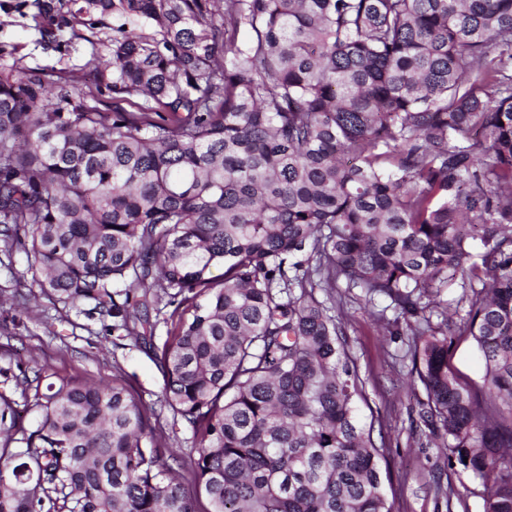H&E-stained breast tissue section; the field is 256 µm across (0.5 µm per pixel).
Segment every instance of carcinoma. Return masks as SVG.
I'll return each instance as SVG.
<instances>
[{"label": "carcinoma", "instance_id": "obj_1", "mask_svg": "<svg viewBox=\"0 0 512 512\" xmlns=\"http://www.w3.org/2000/svg\"><path fill=\"white\" fill-rule=\"evenodd\" d=\"M84 3L118 21L98 82L143 103L0 71V252L148 346L196 456L121 382L25 387L27 426L0 394V512H198L177 468L207 512H392L341 279L405 327L428 443L512 512V0ZM450 278L468 310L435 324ZM449 363L462 381L481 386L484 365L477 346L470 336H459L449 354Z\"/></svg>", "mask_w": 512, "mask_h": 512}]
</instances>
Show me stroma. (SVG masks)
<instances>
[{
	"instance_id": "1",
	"label": "stroma",
	"mask_w": 512,
	"mask_h": 512,
	"mask_svg": "<svg viewBox=\"0 0 512 512\" xmlns=\"http://www.w3.org/2000/svg\"><path fill=\"white\" fill-rule=\"evenodd\" d=\"M36 12L35 0H0V63L15 64L20 73H61L101 111H133V104L113 98L111 90L89 76L94 58L112 38L111 15L82 14L75 0H64L62 13L70 17L72 28L57 49L42 39L33 20ZM25 268L19 249L10 264L0 263V368L21 365L26 377L38 378L43 387L64 380L117 379L146 404L158 405L164 381L144 346L131 337L114 339L100 322L48 296L15 295L12 275ZM336 295L342 300L349 352L365 385L359 417L386 437L381 467L393 512H483L488 483L462 468H449L445 449L416 444L411 423L424 391L410 374L407 337L389 335L377 318L387 299L367 305L354 301L343 287ZM449 363L462 381L481 385L484 365L471 337L457 338Z\"/></svg>"
}]
</instances>
